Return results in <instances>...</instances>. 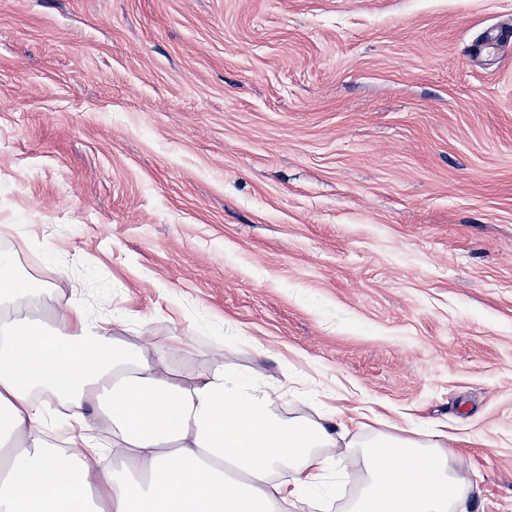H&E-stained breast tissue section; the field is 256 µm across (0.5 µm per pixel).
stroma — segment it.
<instances>
[{"mask_svg": "<svg viewBox=\"0 0 512 512\" xmlns=\"http://www.w3.org/2000/svg\"><path fill=\"white\" fill-rule=\"evenodd\" d=\"M512 0H0V251L101 325L447 426L512 512Z\"/></svg>", "mask_w": 512, "mask_h": 512, "instance_id": "35a3bbf8", "label": "stroma"}]
</instances>
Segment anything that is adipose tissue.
Here are the masks:
<instances>
[{"label": "adipose tissue", "mask_w": 512, "mask_h": 512, "mask_svg": "<svg viewBox=\"0 0 512 512\" xmlns=\"http://www.w3.org/2000/svg\"><path fill=\"white\" fill-rule=\"evenodd\" d=\"M42 292L0 252V512H312L338 473L344 512H468L476 490L450 438L405 423L348 440L343 411L281 418L287 383L217 365L181 375L185 336L139 345L80 299Z\"/></svg>", "instance_id": "adipose-tissue-1"}]
</instances>
